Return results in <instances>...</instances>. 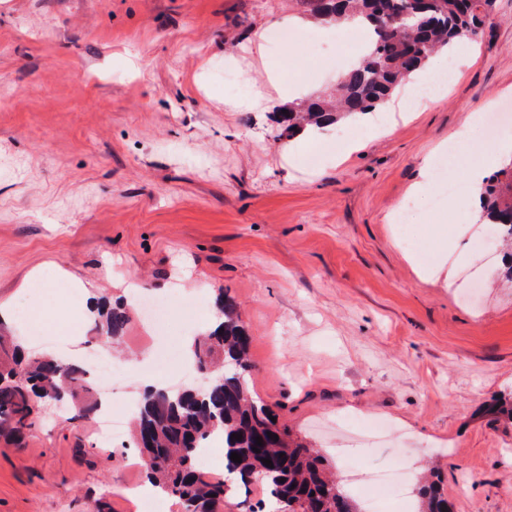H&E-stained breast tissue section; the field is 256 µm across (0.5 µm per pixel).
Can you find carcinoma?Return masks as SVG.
Listing matches in <instances>:
<instances>
[{
    "mask_svg": "<svg viewBox=\"0 0 512 512\" xmlns=\"http://www.w3.org/2000/svg\"><path fill=\"white\" fill-rule=\"evenodd\" d=\"M325 23L365 22L371 47L336 85L333 102L310 99L276 113L282 132L292 137L354 114L374 111L429 58L467 40L477 39L496 0H299ZM480 220L501 227L500 241L512 244V161L487 176L480 189ZM216 323L193 343L190 360L211 379L201 390L145 391L136 420L134 442L143 457L146 480L156 493L177 498L185 512H224L232 489L257 483L263 500L249 512H360L327 469L325 458L273 421V406L254 393L247 380L252 336L239 319L240 304L227 291L214 300ZM95 325L120 339L129 323L122 301L98 306ZM88 369L63 364L56 357L29 355L0 336V430L20 443L31 427V400L64 396L70 420L96 414L98 398L87 382ZM224 437V477H205L197 451L215 435ZM241 435L237 440L234 435ZM260 452L253 451L256 438ZM241 462L231 460V453ZM270 459L272 466L263 463ZM437 473L418 490L420 512H453Z\"/></svg>",
    "mask_w": 512,
    "mask_h": 512,
    "instance_id": "obj_1",
    "label": "carcinoma"
}]
</instances>
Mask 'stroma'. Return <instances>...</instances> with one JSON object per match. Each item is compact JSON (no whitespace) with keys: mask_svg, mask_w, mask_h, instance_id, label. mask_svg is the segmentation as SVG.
<instances>
[{"mask_svg":"<svg viewBox=\"0 0 512 512\" xmlns=\"http://www.w3.org/2000/svg\"><path fill=\"white\" fill-rule=\"evenodd\" d=\"M299 0H0V301H29L72 355L123 379L134 417L147 349L142 308L104 342L89 300L124 283L208 325L226 289L252 336L249 385L339 473L400 470L409 495L432 461L455 512H512V282L474 249L477 194L434 173L402 228L392 218L422 160L475 113L512 120V0H497L443 92L386 131L349 122L319 164L289 158L270 71L336 89L357 43L293 30ZM293 32L275 45L267 36ZM233 69L266 90L236 109ZM399 428L376 444L371 422ZM143 469L130 434L34 415L22 446L0 438V512H137Z\"/></svg>","mask_w":512,"mask_h":512,"instance_id":"35a3bbf8","label":"stroma"}]
</instances>
